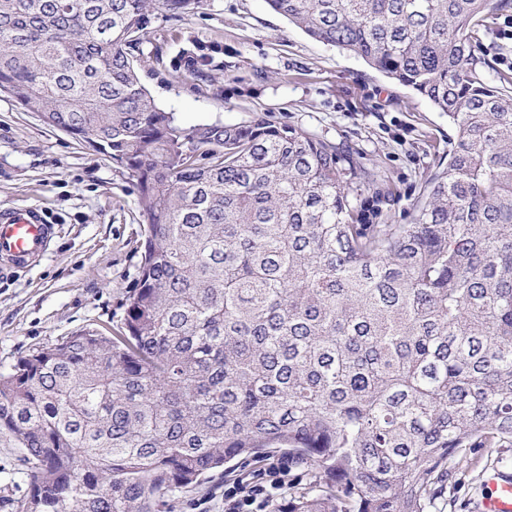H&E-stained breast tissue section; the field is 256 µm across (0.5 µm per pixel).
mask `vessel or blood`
<instances>
[{
  "label": "vessel or blood",
  "instance_id": "b4317fda",
  "mask_svg": "<svg viewBox=\"0 0 512 512\" xmlns=\"http://www.w3.org/2000/svg\"><path fill=\"white\" fill-rule=\"evenodd\" d=\"M57 235L42 209L0 206V275L35 266ZM482 512H512V480L497 482L494 494L481 503Z\"/></svg>",
  "mask_w": 512,
  "mask_h": 512
}]
</instances>
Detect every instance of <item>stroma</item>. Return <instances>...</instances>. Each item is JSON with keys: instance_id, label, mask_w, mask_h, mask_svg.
I'll use <instances>...</instances> for the list:
<instances>
[{"instance_id": "35a3bbf8", "label": "stroma", "mask_w": 512, "mask_h": 512, "mask_svg": "<svg viewBox=\"0 0 512 512\" xmlns=\"http://www.w3.org/2000/svg\"><path fill=\"white\" fill-rule=\"evenodd\" d=\"M478 37L491 68L512 76V10L486 19ZM188 38L224 50L223 70L201 84L173 67ZM145 49L144 85L184 125H245L261 116L347 147L375 176L359 196L370 224L409 223L456 138L427 100L310 38L265 0H205L180 15L156 10ZM1 205L41 207L58 235L36 267L0 277V373L40 345L119 325L145 235L130 172L0 94ZM24 455L0 442V512H16L28 493ZM496 455L477 448L458 460L460 482L446 512H477L490 474L512 478V465L494 466ZM287 459L276 451L217 472L171 497L172 512H224L226 490L258 483Z\"/></svg>"}]
</instances>
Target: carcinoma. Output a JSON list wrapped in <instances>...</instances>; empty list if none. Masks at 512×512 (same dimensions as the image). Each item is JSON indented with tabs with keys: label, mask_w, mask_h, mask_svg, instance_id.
I'll return each mask as SVG.
<instances>
[{
	"label": "carcinoma",
	"mask_w": 512,
	"mask_h": 512,
	"mask_svg": "<svg viewBox=\"0 0 512 512\" xmlns=\"http://www.w3.org/2000/svg\"><path fill=\"white\" fill-rule=\"evenodd\" d=\"M201 2L0 0V92L129 170L146 224L121 326L0 375L19 512H160L277 448L306 482L275 512H444L455 457L512 451V78L473 45L512 0H265L455 126L410 224L359 223L373 174L336 143L157 106L154 11Z\"/></svg>",
	"instance_id": "cac0c4a2"
}]
</instances>
